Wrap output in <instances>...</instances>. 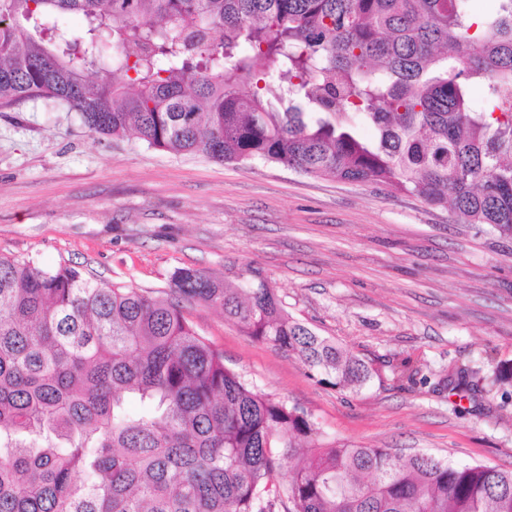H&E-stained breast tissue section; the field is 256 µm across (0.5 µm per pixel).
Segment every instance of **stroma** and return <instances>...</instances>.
Returning <instances> with one entry per match:
<instances>
[{"label":"stroma","instance_id":"35a3bbf8","mask_svg":"<svg viewBox=\"0 0 512 512\" xmlns=\"http://www.w3.org/2000/svg\"><path fill=\"white\" fill-rule=\"evenodd\" d=\"M0 255L73 262L159 295L181 268L257 271L290 316L373 370L324 384L214 307L183 306L246 379L311 414L322 439L512 469V239L377 183L281 163H219L103 138L52 99L0 103ZM463 371L471 398L448 390Z\"/></svg>","mask_w":512,"mask_h":512}]
</instances>
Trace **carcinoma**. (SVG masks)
<instances>
[{
	"label": "carcinoma",
	"mask_w": 512,
	"mask_h": 512,
	"mask_svg": "<svg viewBox=\"0 0 512 512\" xmlns=\"http://www.w3.org/2000/svg\"><path fill=\"white\" fill-rule=\"evenodd\" d=\"M469 2L0 0V102L57 100L91 132L176 154L386 184L511 238L512 0ZM175 296L336 387L372 378L254 279L179 269L150 296L0 256V512H512V470L319 439L226 367Z\"/></svg>",
	"instance_id": "cac0c4a2"
}]
</instances>
